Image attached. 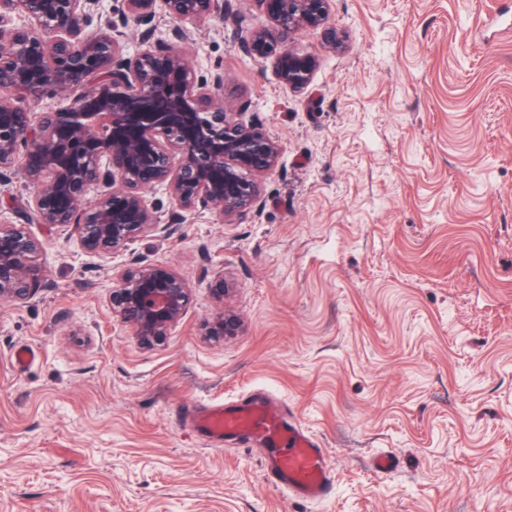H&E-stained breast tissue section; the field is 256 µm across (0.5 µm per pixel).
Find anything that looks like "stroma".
I'll use <instances>...</instances> for the list:
<instances>
[{
    "mask_svg": "<svg viewBox=\"0 0 512 512\" xmlns=\"http://www.w3.org/2000/svg\"><path fill=\"white\" fill-rule=\"evenodd\" d=\"M180 26L195 68L282 150L245 220L185 214L109 257L70 229L44 243L41 288L0 303V512H512V32L481 26L512 0H332L344 35L306 29L302 91L243 55L256 0ZM32 187L16 160L0 221ZM192 288L185 319L142 347L110 294L132 260ZM232 285L224 301L213 290ZM236 335L208 340L220 308ZM33 348L25 367L14 351ZM267 390L336 473L323 502L265 479L248 437L214 443L180 411ZM394 454L397 470L374 472Z\"/></svg>",
    "mask_w": 512,
    "mask_h": 512,
    "instance_id": "stroma-1",
    "label": "stroma"
}]
</instances>
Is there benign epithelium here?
Masks as SVG:
<instances>
[{"label": "benign epithelium", "instance_id": "7a95c632", "mask_svg": "<svg viewBox=\"0 0 512 512\" xmlns=\"http://www.w3.org/2000/svg\"><path fill=\"white\" fill-rule=\"evenodd\" d=\"M229 2L122 0V26L138 30L144 46L130 56L115 23L88 31L98 0H0V175L25 151L34 188L28 224L71 226L86 252L106 257L170 231L148 203L157 187L168 190L177 216L209 210L244 219L257 210L259 179L280 165V146L228 111L224 73L195 69L180 28L150 44L159 15L206 21L228 14ZM330 2L257 0L270 26L240 38L238 50L273 59L286 89H305L317 58L291 42L303 29L320 28L329 47L342 44ZM46 94L67 105L37 116L27 103ZM43 250L27 224L0 225L1 303L24 301L41 287ZM190 303L183 275L138 261L110 294L112 313L146 347L163 342ZM238 328L235 315L221 312L206 335L220 340Z\"/></svg>", "mask_w": 512, "mask_h": 512}]
</instances>
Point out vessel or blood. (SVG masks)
Instances as JSON below:
<instances>
[{"mask_svg":"<svg viewBox=\"0 0 512 512\" xmlns=\"http://www.w3.org/2000/svg\"><path fill=\"white\" fill-rule=\"evenodd\" d=\"M197 427L220 442L243 435L259 439L265 448L267 481L290 497L317 502L334 494L335 477L325 448L266 395L200 411Z\"/></svg>","mask_w":512,"mask_h":512,"instance_id":"1","label":"vessel or blood"}]
</instances>
